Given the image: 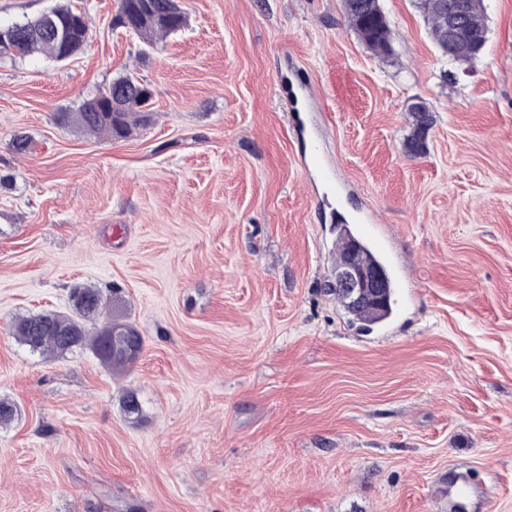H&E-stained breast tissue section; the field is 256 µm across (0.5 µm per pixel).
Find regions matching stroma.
I'll return each instance as SVG.
<instances>
[{
	"mask_svg": "<svg viewBox=\"0 0 512 512\" xmlns=\"http://www.w3.org/2000/svg\"><path fill=\"white\" fill-rule=\"evenodd\" d=\"M77 3L81 54L0 60V512H452L455 468L465 512H512V0H484L464 64L421 0H379L386 56L343 0H180L186 26L151 46L113 26L117 0ZM284 70L339 194L303 169ZM127 71L148 125H56ZM359 211L416 291L369 332L328 288L336 218ZM83 287L140 332L126 369L14 338ZM413 118V133L407 142L409 152L420 154L425 149L426 135L433 123V115L426 102L418 104L416 109H409Z\"/></svg>",
	"mask_w": 512,
	"mask_h": 512,
	"instance_id": "1",
	"label": "stroma"
}]
</instances>
